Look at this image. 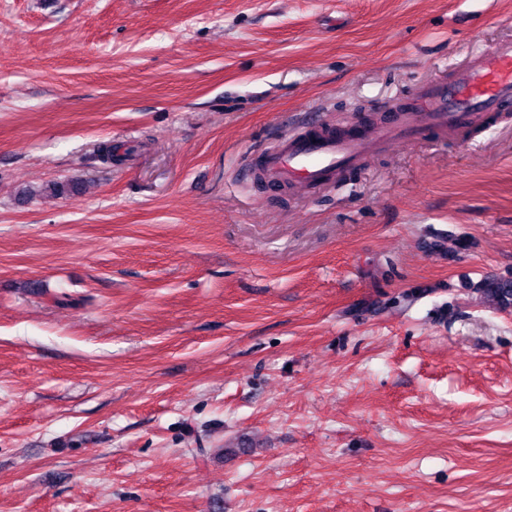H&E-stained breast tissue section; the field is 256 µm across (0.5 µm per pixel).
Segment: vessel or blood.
Here are the masks:
<instances>
[{
  "label": "vessel or blood",
  "mask_w": 512,
  "mask_h": 512,
  "mask_svg": "<svg viewBox=\"0 0 512 512\" xmlns=\"http://www.w3.org/2000/svg\"><path fill=\"white\" fill-rule=\"evenodd\" d=\"M512 102V40L498 43L491 52L474 55L448 83H424L414 104L398 112L394 122L370 130L290 139L281 149L262 155L268 178L304 189L337 178L347 168L360 166L383 143L423 139L436 128L451 133L482 122Z\"/></svg>",
  "instance_id": "obj_1"
}]
</instances>
